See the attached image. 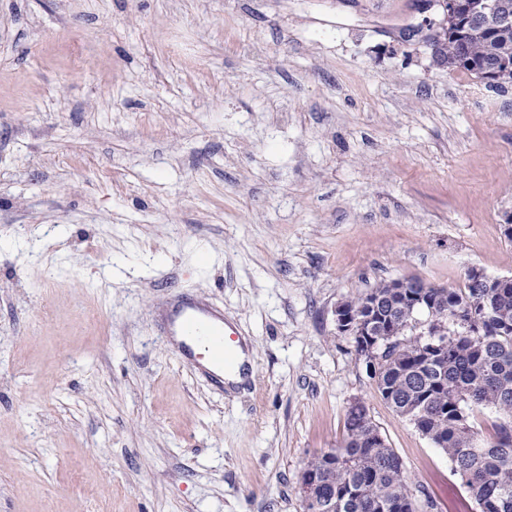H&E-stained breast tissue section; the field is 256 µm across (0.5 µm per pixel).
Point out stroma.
<instances>
[{
	"instance_id": "35a3bbf8",
	"label": "stroma",
	"mask_w": 512,
	"mask_h": 512,
	"mask_svg": "<svg viewBox=\"0 0 512 512\" xmlns=\"http://www.w3.org/2000/svg\"><path fill=\"white\" fill-rule=\"evenodd\" d=\"M417 0H0V512H301L366 404L416 512H480L336 305L512 276V85L437 62ZM204 296L237 392L157 315Z\"/></svg>"
}]
</instances>
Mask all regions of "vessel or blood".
Instances as JSON below:
<instances>
[{
	"mask_svg": "<svg viewBox=\"0 0 512 512\" xmlns=\"http://www.w3.org/2000/svg\"><path fill=\"white\" fill-rule=\"evenodd\" d=\"M230 325L223 312L208 309L197 302L176 307L168 332L179 337L184 363L200 369L216 385H223L225 374L235 367V359L225 338Z\"/></svg>",
	"mask_w": 512,
	"mask_h": 512,
	"instance_id": "vessel-or-blood-1",
	"label": "vessel or blood"
}]
</instances>
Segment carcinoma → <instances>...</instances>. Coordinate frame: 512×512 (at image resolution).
Listing matches in <instances>:
<instances>
[{
	"label": "carcinoma",
	"instance_id": "1",
	"mask_svg": "<svg viewBox=\"0 0 512 512\" xmlns=\"http://www.w3.org/2000/svg\"><path fill=\"white\" fill-rule=\"evenodd\" d=\"M433 57L450 69H477L512 60V22L505 28L483 21L437 26ZM375 308L365 295L350 298L354 311L372 316L375 327L397 341L377 372L376 388L388 406L408 419L434 447L448 455L480 512H512V285L437 289L427 318H455L472 335L450 331L431 350L413 334L420 288H392L381 281ZM494 408L503 421L490 439L478 438L470 417ZM339 448L304 463L301 480L314 486L316 501L300 500L302 512H416L401 458L388 446L361 400L348 407Z\"/></svg>",
	"mask_w": 512,
	"mask_h": 512
}]
</instances>
